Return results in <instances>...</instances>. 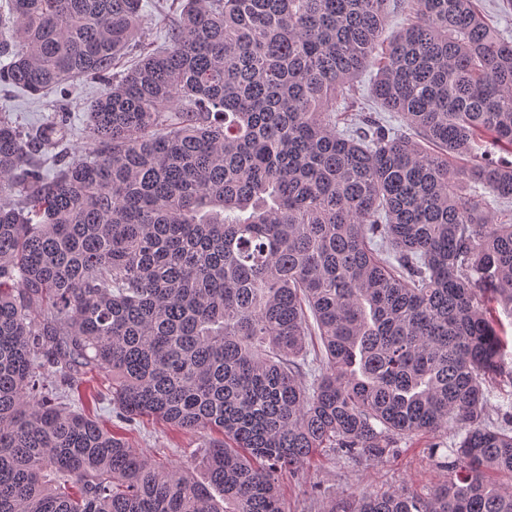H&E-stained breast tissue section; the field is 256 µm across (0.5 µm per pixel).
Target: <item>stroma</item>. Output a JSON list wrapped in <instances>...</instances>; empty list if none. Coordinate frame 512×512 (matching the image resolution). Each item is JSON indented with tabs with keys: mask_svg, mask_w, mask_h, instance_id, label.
<instances>
[{
	"mask_svg": "<svg viewBox=\"0 0 512 512\" xmlns=\"http://www.w3.org/2000/svg\"><path fill=\"white\" fill-rule=\"evenodd\" d=\"M142 9L147 22L137 40L150 49L161 47L166 37L162 16L175 13L177 4L175 0H142ZM98 90V84L78 80L62 101L52 91L35 99L21 89L1 86L0 113L10 114L19 127L26 129L47 121L58 105H65L70 114L72 150L85 154L90 150L82 134L86 103ZM79 393V406L86 415L121 437L136 452L164 465L202 459L206 449L222 439L216 432H189L153 417L140 418L133 424L120 421L112 408V376L97 368L86 369ZM458 440L452 429L419 434L400 441L393 456L378 462H353L331 449L319 450L309 466L295 475L281 477L284 512H326L330 505H345L366 492L405 490L428 496L450 477V470L442 463Z\"/></svg>",
	"mask_w": 512,
	"mask_h": 512,
	"instance_id": "35a3bbf8",
	"label": "stroma"
}]
</instances>
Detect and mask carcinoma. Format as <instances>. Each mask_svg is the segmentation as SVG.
<instances>
[{"label": "carcinoma", "mask_w": 512, "mask_h": 512, "mask_svg": "<svg viewBox=\"0 0 512 512\" xmlns=\"http://www.w3.org/2000/svg\"><path fill=\"white\" fill-rule=\"evenodd\" d=\"M387 2L181 0L119 77L141 0L0 9V84L101 85L85 157L63 107L32 132L0 116V512H283L279 476L318 449L379 461L448 428L432 495L350 512H512L491 479L512 415L484 419L512 217L465 192L512 203V159L457 162L484 138L512 156V40L477 0H401L414 21L384 41ZM370 67V110L340 116ZM90 366L123 420L224 435L205 481L57 402Z\"/></svg>", "instance_id": "carcinoma-1"}]
</instances>
